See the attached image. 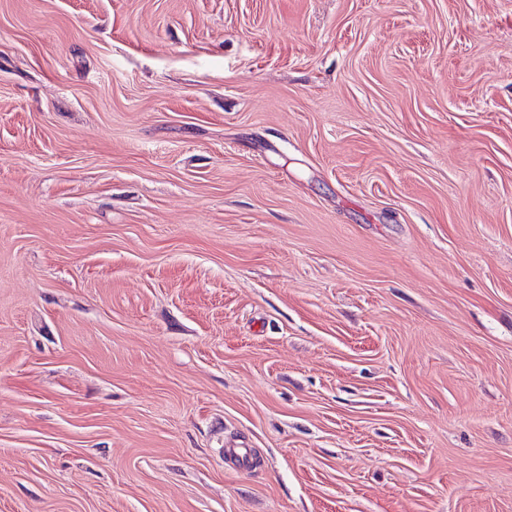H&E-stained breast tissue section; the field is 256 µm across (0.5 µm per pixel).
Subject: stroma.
Returning a JSON list of instances; mask_svg holds the SVG:
<instances>
[{
  "label": "stroma",
  "mask_w": 512,
  "mask_h": 512,
  "mask_svg": "<svg viewBox=\"0 0 512 512\" xmlns=\"http://www.w3.org/2000/svg\"><path fill=\"white\" fill-rule=\"evenodd\" d=\"M0 512H512V0H0Z\"/></svg>",
  "instance_id": "1"
}]
</instances>
